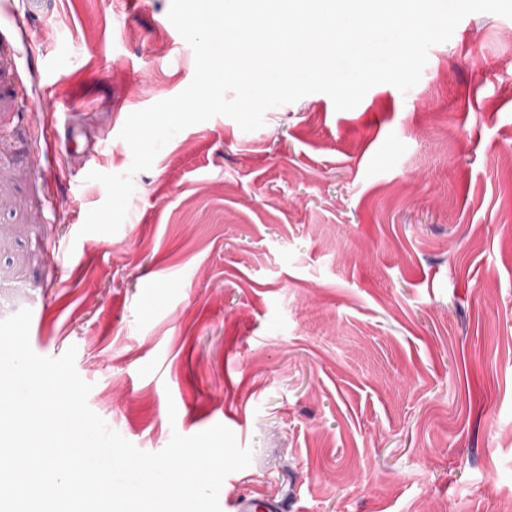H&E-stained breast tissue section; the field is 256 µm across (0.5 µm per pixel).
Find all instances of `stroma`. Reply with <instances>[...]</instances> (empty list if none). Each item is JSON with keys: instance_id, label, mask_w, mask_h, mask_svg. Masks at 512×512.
<instances>
[{"instance_id": "obj_1", "label": "stroma", "mask_w": 512, "mask_h": 512, "mask_svg": "<svg viewBox=\"0 0 512 512\" xmlns=\"http://www.w3.org/2000/svg\"><path fill=\"white\" fill-rule=\"evenodd\" d=\"M170 0H0V319L75 348L87 403L144 452L222 424L220 497L288 512H496L512 499V18L471 13L408 92L217 115L133 178L129 114L195 56ZM98 154L66 152L68 124ZM224 508L229 512H283L284 503L264 494L242 493L225 500Z\"/></svg>"}]
</instances>
